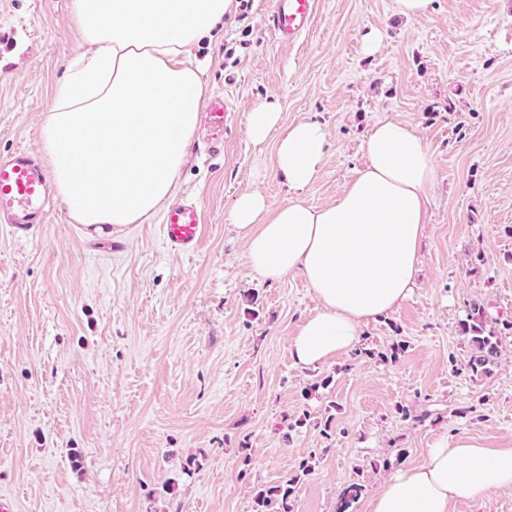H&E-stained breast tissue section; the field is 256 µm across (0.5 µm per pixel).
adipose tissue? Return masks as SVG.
I'll use <instances>...</instances> for the list:
<instances>
[{"label":"adipose tissue","instance_id":"ef3b65f1","mask_svg":"<svg viewBox=\"0 0 512 512\" xmlns=\"http://www.w3.org/2000/svg\"><path fill=\"white\" fill-rule=\"evenodd\" d=\"M237 0H72L86 47L77 68L54 86L41 137L58 195L73 223L122 232L148 221L173 196L195 135L205 87L184 63L214 35ZM253 144L275 142L287 202L259 191L236 199L231 224L253 277L302 278L316 302L288 352L301 369L355 349L361 328L396 312L417 285L436 184V165L418 126L386 117L362 143L366 160L335 200L309 204L305 190L329 152L323 126L308 117L281 126L266 102L247 117ZM512 491V448H486L466 436L440 440L417 465L385 478L369 512H451Z\"/></svg>","mask_w":512,"mask_h":512}]
</instances>
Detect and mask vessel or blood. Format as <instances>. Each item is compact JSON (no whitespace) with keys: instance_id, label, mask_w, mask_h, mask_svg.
<instances>
[{"instance_id":"obj_1","label":"vessel or blood","mask_w":512,"mask_h":512,"mask_svg":"<svg viewBox=\"0 0 512 512\" xmlns=\"http://www.w3.org/2000/svg\"><path fill=\"white\" fill-rule=\"evenodd\" d=\"M314 0H273L269 26L277 39L296 41L308 30ZM230 106L223 96H212L203 113L207 131L205 149L217 148L224 142V128L230 117ZM52 187L47 171L37 155L21 148L0 154V224L17 231L42 223L51 203ZM162 238L170 250L194 252L203 235L202 211L192 200L169 208L161 224Z\"/></svg>"}]
</instances>
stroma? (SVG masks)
Segmentation results:
<instances>
[{"label": "stroma", "mask_w": 512, "mask_h": 512, "mask_svg": "<svg viewBox=\"0 0 512 512\" xmlns=\"http://www.w3.org/2000/svg\"><path fill=\"white\" fill-rule=\"evenodd\" d=\"M272 6L240 0L191 51L206 92L233 102L223 148L190 149L173 196L203 211L198 252L168 250L156 216L112 236L61 205L0 226V494L16 512H253L294 475L292 512H368L441 438L512 447V335L476 378L461 329L476 305L512 320V0H432L413 21L392 0H315L294 44ZM83 51L71 0H0L1 154L41 151L52 87ZM267 99L282 125L312 116L328 135L310 204L335 199L384 116L419 126L438 171L413 295L315 370L288 353L310 289L253 278L230 223L243 191L289 197L273 141L245 133Z\"/></svg>", "instance_id": "35a3bbf8"}]
</instances>
